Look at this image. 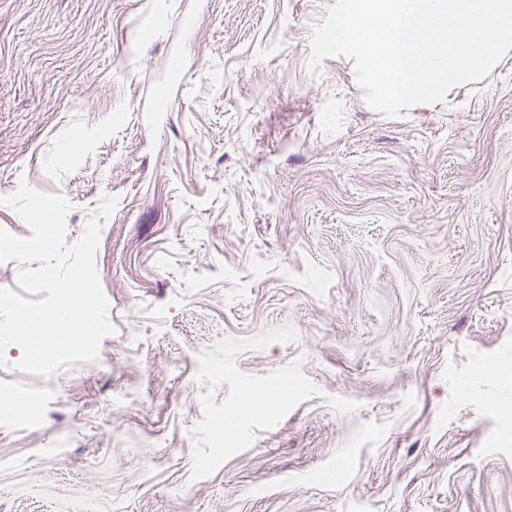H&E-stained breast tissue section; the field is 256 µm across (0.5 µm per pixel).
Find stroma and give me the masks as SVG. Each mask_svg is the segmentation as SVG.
I'll use <instances>...</instances> for the list:
<instances>
[{
	"instance_id": "stroma-1",
	"label": "stroma",
	"mask_w": 512,
	"mask_h": 512,
	"mask_svg": "<svg viewBox=\"0 0 512 512\" xmlns=\"http://www.w3.org/2000/svg\"><path fill=\"white\" fill-rule=\"evenodd\" d=\"M335 2L0 0V197L117 199L98 359L0 366V512H512V51L389 117L307 67ZM285 325L236 365L320 395L194 478L199 353Z\"/></svg>"
}]
</instances>
